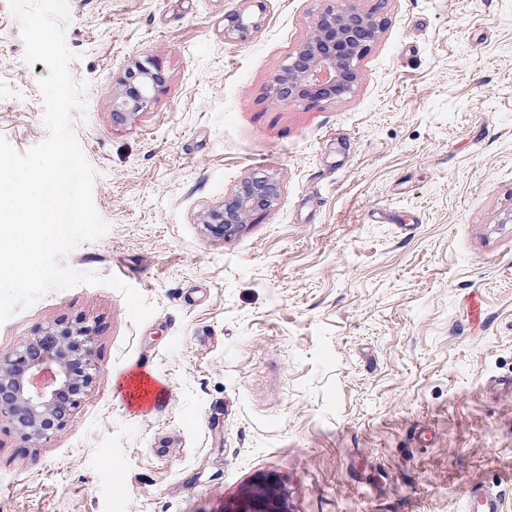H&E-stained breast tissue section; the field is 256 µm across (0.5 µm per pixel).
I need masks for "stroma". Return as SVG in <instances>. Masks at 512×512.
Listing matches in <instances>:
<instances>
[{"instance_id": "1", "label": "stroma", "mask_w": 512, "mask_h": 512, "mask_svg": "<svg viewBox=\"0 0 512 512\" xmlns=\"http://www.w3.org/2000/svg\"><path fill=\"white\" fill-rule=\"evenodd\" d=\"M381 31L342 100L274 105L271 80L326 0H69L104 236L65 262L98 285L0 324V353L96 323L94 383L60 435L0 419V512H224L257 476L291 512H512V0H355ZM20 25L0 0V136L48 135ZM166 82L116 125L132 61ZM255 172L278 198L228 237L206 214ZM115 276L156 304L134 325ZM486 327L473 337L470 295ZM165 388L131 403L129 375ZM244 8L224 16V35L244 39L250 29L257 28L264 10L263 0H242ZM501 494L494 490L475 489L468 503L470 512H501Z\"/></svg>"}]
</instances>
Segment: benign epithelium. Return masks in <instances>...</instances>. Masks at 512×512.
<instances>
[{
    "label": "benign epithelium",
    "mask_w": 512,
    "mask_h": 512,
    "mask_svg": "<svg viewBox=\"0 0 512 512\" xmlns=\"http://www.w3.org/2000/svg\"><path fill=\"white\" fill-rule=\"evenodd\" d=\"M244 8L224 16V33L243 39L258 27L263 0H243ZM379 32L377 19L352 4L336 0L316 16L307 38L272 81L276 104L339 101L359 81V61ZM165 83L159 63L134 61L108 102L112 122L134 120L154 101ZM278 197L276 182L254 173L220 209L208 213L207 229L230 236ZM95 327L86 318L60 320L0 354V416L5 415L26 440L39 444L70 423L73 410L95 378ZM225 512H288L283 482L261 475L254 488L228 503Z\"/></svg>",
    "instance_id": "obj_1"
}]
</instances>
